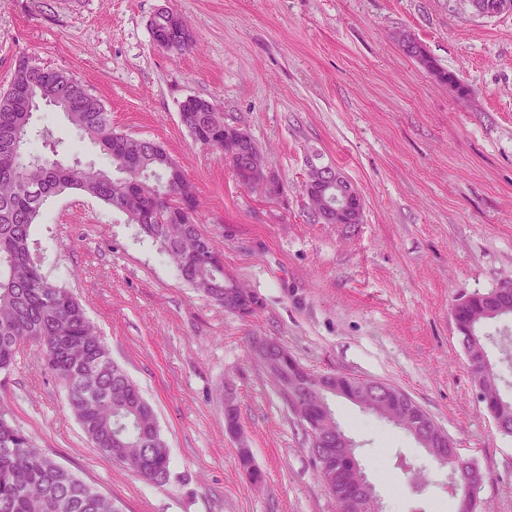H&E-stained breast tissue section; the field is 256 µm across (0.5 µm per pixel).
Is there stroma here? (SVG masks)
Returning <instances> with one entry per match:
<instances>
[{
  "label": "stroma",
  "mask_w": 512,
  "mask_h": 512,
  "mask_svg": "<svg viewBox=\"0 0 512 512\" xmlns=\"http://www.w3.org/2000/svg\"><path fill=\"white\" fill-rule=\"evenodd\" d=\"M163 8L191 29L183 54L153 42ZM407 35L434 68L406 56ZM23 55L73 74L116 130L180 162L226 281L261 306L225 311L122 212L59 194L31 250L153 406L173 478L151 485L98 453L36 342L0 371L1 416L120 512H336L304 430L250 355L262 336L310 372L406 392L484 472L477 512H512V437L478 400L452 313L461 297L512 281V12L481 17L468 0H0V90ZM442 70L470 96L458 98ZM190 97L247 130L283 178L278 197H255L220 151L194 140L179 118ZM32 125L60 138V158L108 168L63 112L45 108ZM313 164L335 165L359 189L361 223L312 215ZM483 332L510 398L512 318ZM229 402L261 484L225 431ZM329 405L384 512H457L447 469L410 434L345 399Z\"/></svg>",
  "instance_id": "35a3bbf8"
}]
</instances>
